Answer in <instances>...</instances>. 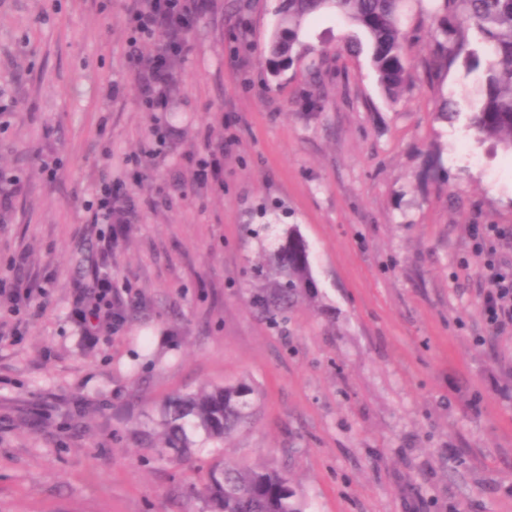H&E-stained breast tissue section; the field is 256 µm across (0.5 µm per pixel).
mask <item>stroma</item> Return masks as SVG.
<instances>
[{
  "instance_id": "1",
  "label": "stroma",
  "mask_w": 512,
  "mask_h": 512,
  "mask_svg": "<svg viewBox=\"0 0 512 512\" xmlns=\"http://www.w3.org/2000/svg\"><path fill=\"white\" fill-rule=\"evenodd\" d=\"M208 3L149 112L133 0H0V512H203L207 455L172 463L125 428L244 377L261 399L224 455L288 470L306 512H512V325L480 314L484 260L512 249L472 234L512 226V155L438 117L474 77L389 101L330 13L275 74V0ZM107 184L127 223L97 222ZM291 226L317 295L282 330L248 272ZM106 275L123 323L84 328Z\"/></svg>"
}]
</instances>
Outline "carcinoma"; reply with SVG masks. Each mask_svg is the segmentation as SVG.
Wrapping results in <instances>:
<instances>
[{"instance_id":"cac0c4a2","label":"carcinoma","mask_w":512,"mask_h":512,"mask_svg":"<svg viewBox=\"0 0 512 512\" xmlns=\"http://www.w3.org/2000/svg\"><path fill=\"white\" fill-rule=\"evenodd\" d=\"M402 0H278L276 21L265 48L276 69L292 59L306 21L331 9L351 30L348 47L366 52L378 86L395 102L406 91L410 71L403 62L410 32L404 27ZM431 49L421 61L427 83L439 85L460 64L478 74L479 97L469 127L481 141L512 153V0H427ZM276 262L250 270L252 308L272 325L316 288L308 244L288 229L275 250ZM260 391L250 381L203 385L169 396L158 421H140L132 432L158 441L178 461L199 448L213 449L203 483L207 512H304L288 473L244 465L220 453L224 440L251 426Z\"/></svg>"}]
</instances>
